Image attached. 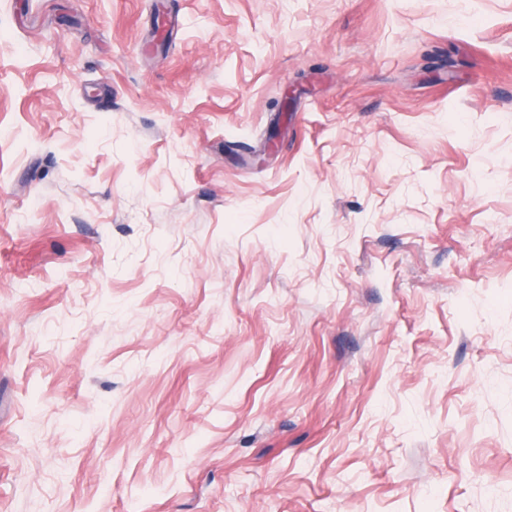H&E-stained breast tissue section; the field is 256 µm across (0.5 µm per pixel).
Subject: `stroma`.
Wrapping results in <instances>:
<instances>
[{"label":"stroma","mask_w":512,"mask_h":512,"mask_svg":"<svg viewBox=\"0 0 512 512\" xmlns=\"http://www.w3.org/2000/svg\"><path fill=\"white\" fill-rule=\"evenodd\" d=\"M0 512H512V0H0Z\"/></svg>","instance_id":"stroma-1"}]
</instances>
